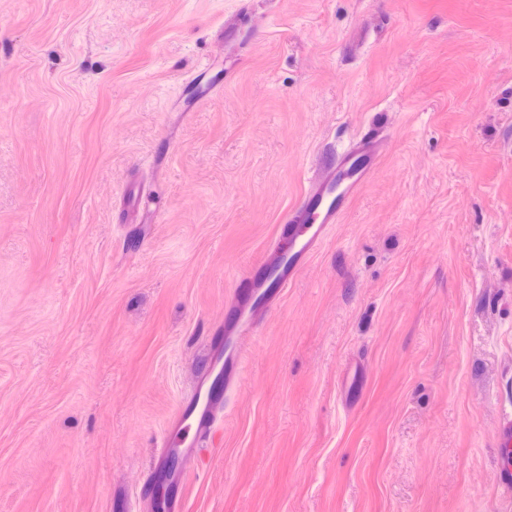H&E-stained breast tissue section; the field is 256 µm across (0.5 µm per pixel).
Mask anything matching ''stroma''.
Wrapping results in <instances>:
<instances>
[{
  "instance_id": "stroma-1",
  "label": "stroma",
  "mask_w": 512,
  "mask_h": 512,
  "mask_svg": "<svg viewBox=\"0 0 512 512\" xmlns=\"http://www.w3.org/2000/svg\"><path fill=\"white\" fill-rule=\"evenodd\" d=\"M378 171L252 337L313 171ZM512 0H0V512H512ZM383 147L378 135L357 136L336 165L311 176L299 203L281 220L279 239L286 248L275 251L268 262L254 266L236 283L235 311L224 323V330L215 333L211 340L210 348L218 356L223 353V366L204 399L201 389H195L179 406L175 427L164 436V454L197 448L207 438L212 442L218 435L214 406L221 402L224 389L239 381L240 360L246 348L241 338L232 336L257 335L258 312L273 307L280 292L301 273L334 224L341 222L377 170Z\"/></svg>"
}]
</instances>
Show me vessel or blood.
Here are the masks:
<instances>
[{"mask_svg": "<svg viewBox=\"0 0 512 512\" xmlns=\"http://www.w3.org/2000/svg\"><path fill=\"white\" fill-rule=\"evenodd\" d=\"M384 142L379 136L356 137L335 164L311 176L299 203L282 218L279 238L282 250L267 262L251 268L235 285V311L221 332L215 333L211 348L222 354L220 377L207 392L193 391L176 414V424L164 436V453L174 454L198 447L218 434L214 407L222 400L225 387L239 380V365L245 351L244 337L257 335L258 311L268 310L280 292L304 269L326 240L334 224L340 223L352 202L369 183L378 168Z\"/></svg>", "mask_w": 512, "mask_h": 512, "instance_id": "1", "label": "vessel or blood"}]
</instances>
